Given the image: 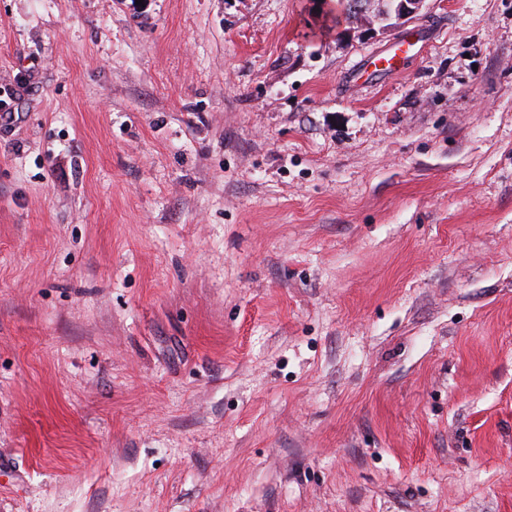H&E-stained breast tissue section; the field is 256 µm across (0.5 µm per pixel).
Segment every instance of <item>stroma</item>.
Masks as SVG:
<instances>
[{
  "label": "stroma",
  "instance_id": "35a3bbf8",
  "mask_svg": "<svg viewBox=\"0 0 512 512\" xmlns=\"http://www.w3.org/2000/svg\"><path fill=\"white\" fill-rule=\"evenodd\" d=\"M424 12L0 0V512H512V0ZM393 2L397 3L395 6V11L398 17L397 24L389 26H379V30H381L382 32L401 28L406 23L414 19L424 17L423 9L425 6V2H427V0H396Z\"/></svg>",
  "mask_w": 512,
  "mask_h": 512
}]
</instances>
